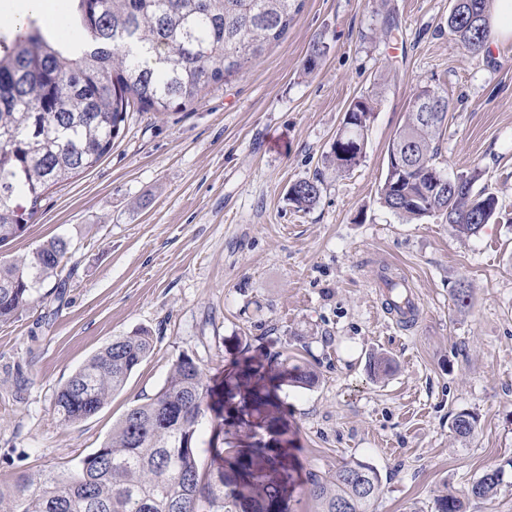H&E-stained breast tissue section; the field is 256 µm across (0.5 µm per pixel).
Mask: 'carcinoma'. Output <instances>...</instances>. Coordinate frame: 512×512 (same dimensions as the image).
Returning <instances> with one entry per match:
<instances>
[{
    "label": "carcinoma",
    "instance_id": "carcinoma-1",
    "mask_svg": "<svg viewBox=\"0 0 512 512\" xmlns=\"http://www.w3.org/2000/svg\"><path fill=\"white\" fill-rule=\"evenodd\" d=\"M77 38L63 42L37 17L13 40L0 34V246L24 235L45 191L95 167L112 150L132 106L162 114L186 106L210 85L231 80L245 63L279 41L301 0H73ZM490 0H453L448 30L467 52L478 54L489 39ZM330 50L319 37L307 52L315 70ZM360 97L345 112L328 162L344 172L364 158L374 114ZM448 98L424 86L387 147L382 203L406 220L441 215L455 236L477 235L498 212L497 196L475 189L479 172L451 177L436 165V142L448 123ZM406 155V168L394 158ZM322 181L294 182L289 201L299 210L319 200ZM24 199L29 207L16 203ZM69 253L53 238L29 254L0 262V323L13 322L37 301L48 279L58 276ZM389 310L412 315L403 282L384 278ZM153 336H118L82 365L57 392L54 409L66 423L84 420L119 392L152 350ZM369 371L385 376L392 360L374 356ZM274 378L307 388L315 375L298 365ZM216 424L213 458L202 464L193 441L202 420ZM224 393L207 384L189 357L173 363L159 391L127 410L105 443L57 474L24 473L0 491V512H286L287 490L275 476L281 449L224 447ZM477 419L458 414L452 429L470 436ZM500 469L486 471L467 491L483 499L497 492ZM310 496L319 512H367L380 492L378 471L363 461L332 476L311 472ZM439 512H466L465 499L446 494Z\"/></svg>",
    "mask_w": 512,
    "mask_h": 512
}]
</instances>
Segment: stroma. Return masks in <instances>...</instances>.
Listing matches in <instances>:
<instances>
[{
  "label": "stroma",
  "mask_w": 512,
  "mask_h": 512,
  "mask_svg": "<svg viewBox=\"0 0 512 512\" xmlns=\"http://www.w3.org/2000/svg\"><path fill=\"white\" fill-rule=\"evenodd\" d=\"M451 6L304 0L239 75L162 116L131 109L107 156L46 190L0 261L62 237L71 275L61 296L0 324V488L75 467L187 355L217 386L240 358L315 374L310 388L276 390L290 512H317L309 473L357 460L381 476L369 512H436L439 496L498 467L497 493L466 512H512V39L468 53L448 32ZM321 35L331 49L305 71ZM425 85L450 103L437 164L477 170L499 199L496 219L464 242L442 218L409 223L379 200L388 142ZM361 96L375 103L365 157L339 173L325 157ZM317 174L318 203L297 210L290 185ZM385 275L408 283L413 323L388 314ZM141 330L154 348L124 388L91 418L62 422L59 388ZM374 354L392 358L389 376L370 374ZM462 412L478 418L465 439L452 430ZM241 418L225 447L270 440L266 415L248 406Z\"/></svg>",
  "instance_id": "35a3bbf8"
}]
</instances>
